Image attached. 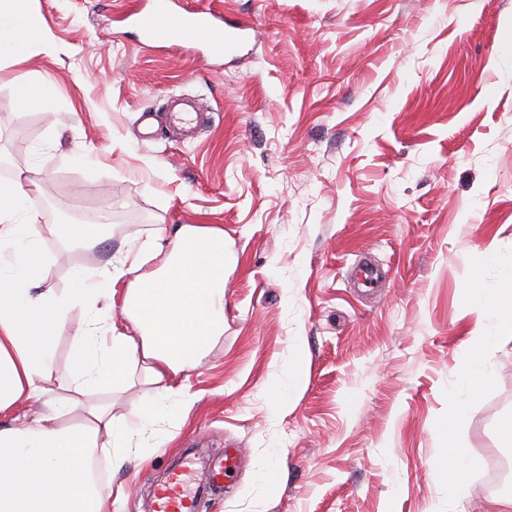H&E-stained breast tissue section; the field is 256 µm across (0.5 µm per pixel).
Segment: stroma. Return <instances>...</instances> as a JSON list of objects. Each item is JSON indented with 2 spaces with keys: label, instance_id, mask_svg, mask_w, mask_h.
Masks as SVG:
<instances>
[{
  "label": "stroma",
  "instance_id": "1",
  "mask_svg": "<svg viewBox=\"0 0 512 512\" xmlns=\"http://www.w3.org/2000/svg\"><path fill=\"white\" fill-rule=\"evenodd\" d=\"M149 2L28 0L53 50L0 65V164L40 186L44 287L76 292L75 268L130 246L153 271L152 242L184 224L224 234V334L183 373L184 413L120 470L97 453L126 487L117 512H146L192 448L197 484L209 458L245 453L202 512H495L512 494L487 469L512 463V338L457 426L482 465L453 496L444 450L448 385L487 312L465 290L486 251L512 264V0H205L249 25L225 58L147 44L133 13ZM24 80L52 100L21 107ZM174 96L210 116L194 137L163 120ZM106 205L95 249L60 237L67 213ZM360 261L382 268L379 292L358 294ZM83 321L62 317L52 395ZM293 370L304 383L281 413L268 384ZM168 400L138 364L112 416Z\"/></svg>",
  "mask_w": 512,
  "mask_h": 512
}]
</instances>
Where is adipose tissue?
I'll list each match as a JSON object with an SVG mask.
<instances>
[{"label": "adipose tissue", "mask_w": 512, "mask_h": 512, "mask_svg": "<svg viewBox=\"0 0 512 512\" xmlns=\"http://www.w3.org/2000/svg\"><path fill=\"white\" fill-rule=\"evenodd\" d=\"M43 41L29 19L27 0H0V62ZM28 195L19 185L0 186V414L13 415L10 424L0 425V512H112L113 499L122 498L124 489L106 493L89 475L90 459L102 445L114 451L113 468L140 459L155 438V416L135 408L119 426L111 403L86 397L124 385L128 367L142 361L153 384L178 398L185 395L180 375L196 368L224 332V235L178 228L172 243L153 244L155 251L170 253L161 269L141 273L131 250L121 249L101 269L74 270L80 292L60 294L42 285L48 257ZM487 265L495 278L478 279L466 294L492 300V317L468 337L470 357L448 387L452 419L490 383L487 354L500 330L512 329V266L492 255ZM124 277L130 280L123 306L127 324L109 334L98 303ZM76 304L86 318L66 369L69 395L58 401L45 386L55 370L53 337L64 312ZM38 402L45 411L33 419L13 413L21 404ZM78 407L85 425H59L63 413Z\"/></svg>", "instance_id": "adipose-tissue-1"}]
</instances>
